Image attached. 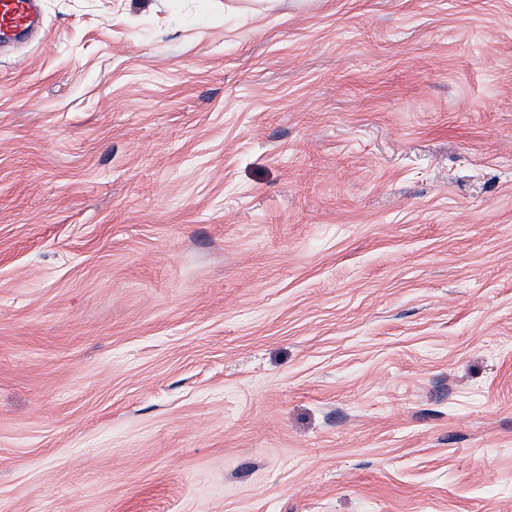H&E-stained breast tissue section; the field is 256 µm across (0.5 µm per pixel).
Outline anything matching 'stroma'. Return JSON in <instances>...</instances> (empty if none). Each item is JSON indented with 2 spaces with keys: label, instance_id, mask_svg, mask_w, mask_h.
<instances>
[{
  "label": "stroma",
  "instance_id": "35a3bbf8",
  "mask_svg": "<svg viewBox=\"0 0 512 512\" xmlns=\"http://www.w3.org/2000/svg\"><path fill=\"white\" fill-rule=\"evenodd\" d=\"M238 5L0 52V512H512V0Z\"/></svg>",
  "mask_w": 512,
  "mask_h": 512
}]
</instances>
